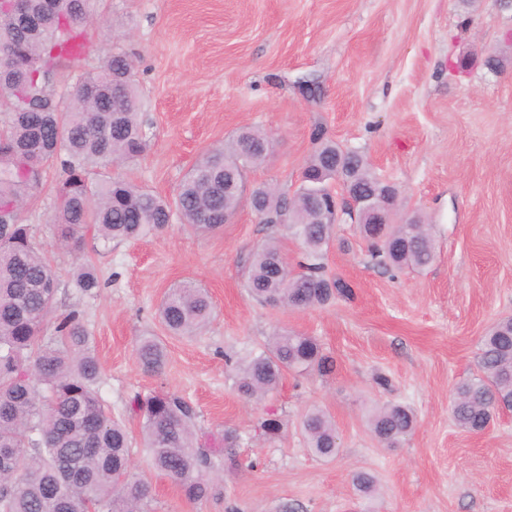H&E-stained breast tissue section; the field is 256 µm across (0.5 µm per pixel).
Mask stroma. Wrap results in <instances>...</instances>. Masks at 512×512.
<instances>
[{"label":"stroma","mask_w":512,"mask_h":512,"mask_svg":"<svg viewBox=\"0 0 512 512\" xmlns=\"http://www.w3.org/2000/svg\"><path fill=\"white\" fill-rule=\"evenodd\" d=\"M88 64L115 52L131 57L144 97L148 150L112 167L174 199L188 170L210 147L245 127L266 132L271 152L251 179L293 194L313 153L316 130L358 151L398 188V215L432 224L437 257L422 271L374 266L352 224L336 227L325 264L349 282L351 298L321 308H273L253 299L245 275L253 252L283 227L262 223L248 205L215 234L173 223L161 235L103 244L86 229L80 251L50 230L58 172L22 209L42 233L63 308H76L102 366L100 390L132 436L135 394L182 395L212 451L215 486L186 499L135 450V471L154 490V512H512V411L480 434L458 429L449 410L455 386L477 372L480 342L512 315V7L498 0H92ZM506 59L493 69L488 57ZM96 169V177L108 173ZM92 260L96 294L72 286ZM204 288L214 315L201 336L169 335L158 308L170 289ZM318 338L334 373H290L256 405L236 391L224 364L260 348L274 331ZM167 350L161 374L136 356L142 336ZM391 385L381 388L377 376ZM410 405L418 424L386 448L368 427L374 405ZM336 423L342 453L315 457L299 429L312 407ZM285 432L268 442L257 425L268 413ZM240 436L234 458L225 430ZM380 484L363 499L352 477Z\"/></svg>","instance_id":"1"}]
</instances>
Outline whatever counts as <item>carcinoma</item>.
Masks as SVG:
<instances>
[{"mask_svg": "<svg viewBox=\"0 0 512 512\" xmlns=\"http://www.w3.org/2000/svg\"><path fill=\"white\" fill-rule=\"evenodd\" d=\"M26 11L0 0V512H152V485L132 468L133 437L124 419L112 414L100 391L101 365L80 313L58 312V289L47 245L31 224L19 220L23 204L42 188L48 171L59 168L53 228L71 249L93 225L103 244L158 235L171 214L199 234L220 231L224 215L239 209L235 187L248 169L268 155L269 137L244 129L206 152L169 202L116 176L91 177L90 168L132 161L148 139L140 120L143 101L133 79L134 63L115 53L95 68L86 64L87 0H61L48 12L44 0H25ZM338 145L320 142L303 167L310 181L293 196L266 186L253 192L251 206L284 220L298 243L301 260L292 268L277 241L258 248L246 288L255 300L291 309L321 307L349 298L353 289L330 275L323 259L336 225L316 224L310 191L331 181ZM351 183L381 193L384 182L359 153L342 159ZM365 223L371 260L386 270H423L436 259L430 225L419 218L379 227ZM74 287L85 295L101 288L94 264L76 265ZM207 291L184 283L164 298L159 319L174 336H195L212 319ZM142 368L159 374L166 364L163 344L152 336L137 348ZM239 395L260 402L278 389L286 374L334 370L335 360L319 340L304 333H277L259 351L238 358L224 353ZM512 410V316L497 320L483 336L478 372L455 391L451 416L470 433H481L501 410ZM128 411L141 419L142 447L152 467L174 482L185 498L201 500L211 490L209 454L194 430L195 414L178 394H137ZM369 424L377 441L398 447L417 425L414 410L402 403L375 408ZM300 430L317 457L340 453L336 425L315 407L301 418ZM267 440L280 437L283 421L268 414L258 423ZM364 497L380 492L374 474H354Z\"/></svg>", "mask_w": 512, "mask_h": 512, "instance_id": "cac0c4a2", "label": "carcinoma"}]
</instances>
